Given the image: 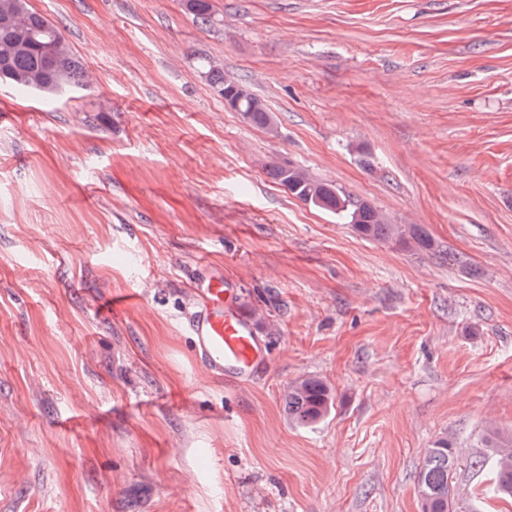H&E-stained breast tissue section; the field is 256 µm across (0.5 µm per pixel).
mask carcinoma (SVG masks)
Segmentation results:
<instances>
[{
    "mask_svg": "<svg viewBox=\"0 0 512 512\" xmlns=\"http://www.w3.org/2000/svg\"><path fill=\"white\" fill-rule=\"evenodd\" d=\"M188 10L200 23L210 22L209 0H192ZM206 74L210 86L229 101V110L269 133L278 128L275 115L242 83L224 74V69L211 65ZM0 81L20 93L38 92L53 97L67 88L86 85L87 76L55 24L33 11L27 0H0ZM265 170L292 196L313 208L345 218L362 237L401 245L414 243L424 250L434 248V242L419 225L390 224L371 204L351 200L335 186L301 168L273 162L265 165ZM333 402L331 388L314 377L289 385L285 394L288 417L300 426L322 420ZM456 462V449L450 447L446 438L436 440L427 449L416 483L422 512H455L451 473ZM476 464H488L493 469L495 496L512 499L511 437L491 432L485 453Z\"/></svg>",
    "mask_w": 512,
    "mask_h": 512,
    "instance_id": "cac0c4a2",
    "label": "carcinoma"
}]
</instances>
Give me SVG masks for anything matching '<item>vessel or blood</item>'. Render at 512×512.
I'll list each match as a JSON object with an SVG mask.
<instances>
[{
  "instance_id": "b4317fda",
  "label": "vessel or blood",
  "mask_w": 512,
  "mask_h": 512,
  "mask_svg": "<svg viewBox=\"0 0 512 512\" xmlns=\"http://www.w3.org/2000/svg\"><path fill=\"white\" fill-rule=\"evenodd\" d=\"M196 311L188 323L201 364L212 374L247 379L266 359L256 329L239 310L220 277L199 282Z\"/></svg>"
}]
</instances>
